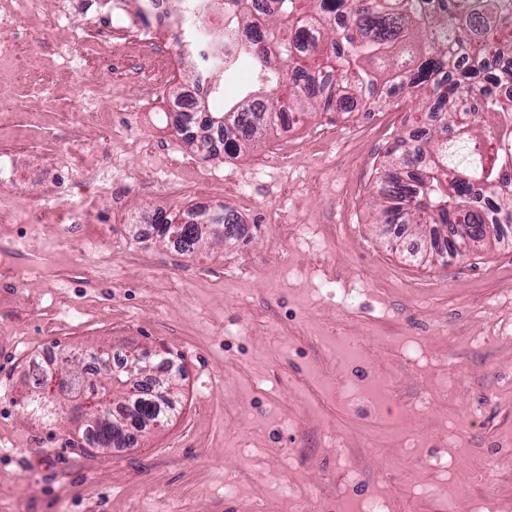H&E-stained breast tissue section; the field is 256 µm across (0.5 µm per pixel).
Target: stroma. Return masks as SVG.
Returning a JSON list of instances; mask_svg holds the SVG:
<instances>
[{
	"label": "stroma",
	"instance_id": "1",
	"mask_svg": "<svg viewBox=\"0 0 512 512\" xmlns=\"http://www.w3.org/2000/svg\"><path fill=\"white\" fill-rule=\"evenodd\" d=\"M59 8L0 0L19 16L0 25V512H512V249L417 265L369 207L418 103L316 112L205 162L164 115L189 84L172 34L144 48L116 0L104 47ZM205 200L238 240L190 258L131 228ZM42 205L83 221L31 223ZM75 347L171 353L175 416L131 448L67 447L24 381ZM480 472L493 499L470 496Z\"/></svg>",
	"mask_w": 512,
	"mask_h": 512
}]
</instances>
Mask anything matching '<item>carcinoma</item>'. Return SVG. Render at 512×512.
Listing matches in <instances>:
<instances>
[{"mask_svg":"<svg viewBox=\"0 0 512 512\" xmlns=\"http://www.w3.org/2000/svg\"><path fill=\"white\" fill-rule=\"evenodd\" d=\"M223 3L224 26L203 27L206 51L192 60L200 76L211 75L201 100L191 102L193 150L211 145L204 114L221 102L217 129L224 153L263 137L285 122L277 103L286 99L302 121L317 107L354 98L387 100L398 94L422 102L431 128L401 137L390 149L385 188L373 200L383 224L411 225L430 234V247L411 255L430 265L512 243V0H266L258 13L250 0H171L183 34L203 23ZM248 67L254 84L229 102L220 76ZM159 237L177 234L181 252L197 251L205 224H236L228 212L200 213L175 228L155 212ZM33 385L60 373H86L69 358L54 367L35 362ZM142 373L105 368L89 388L113 394L112 385H132L125 411L103 407L83 426L91 448H130L133 432L167 420L176 410L178 382L170 374L143 388Z\"/></svg>","mask_w":512,"mask_h":512,"instance_id":"obj_1","label":"carcinoma"}]
</instances>
